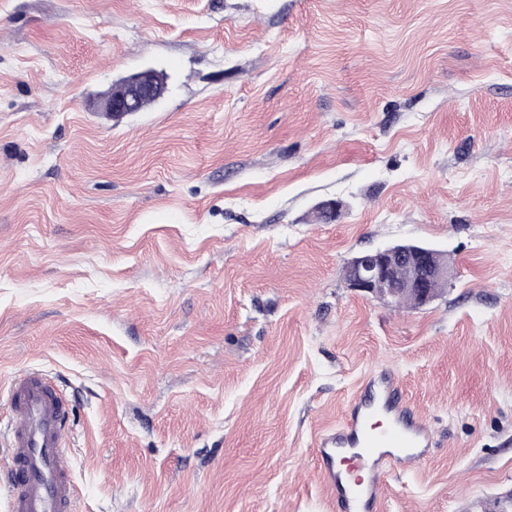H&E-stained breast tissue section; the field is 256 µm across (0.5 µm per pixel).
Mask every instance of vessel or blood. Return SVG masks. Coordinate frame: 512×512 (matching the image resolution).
I'll use <instances>...</instances> for the list:
<instances>
[{
    "label": "vessel or blood",
    "mask_w": 512,
    "mask_h": 512,
    "mask_svg": "<svg viewBox=\"0 0 512 512\" xmlns=\"http://www.w3.org/2000/svg\"><path fill=\"white\" fill-rule=\"evenodd\" d=\"M378 388L317 440L320 477L338 512H375L387 460L401 466L422 462L431 445L422 423L400 404L394 379L381 376ZM0 402L8 413L0 434L7 441L10 512H71L66 403L37 372L11 379Z\"/></svg>",
    "instance_id": "vessel-or-blood-1"
}]
</instances>
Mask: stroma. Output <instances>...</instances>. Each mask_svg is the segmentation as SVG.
Masks as SVG:
<instances>
[{
  "label": "stroma",
  "instance_id": "1",
  "mask_svg": "<svg viewBox=\"0 0 512 512\" xmlns=\"http://www.w3.org/2000/svg\"><path fill=\"white\" fill-rule=\"evenodd\" d=\"M403 242L434 301L348 287ZM30 369L73 512H333L315 440L383 370L433 446L378 512H512V0H0V387ZM161 89L157 83L145 76L125 82L119 88H112L103 102L105 112L113 114H124L131 112L138 102L135 112L143 111L154 104L158 97H145L159 95ZM145 97V98H143ZM414 261L418 266V272L414 278L408 280L404 288H410L419 298L421 306L430 303L433 298L429 290L430 282L434 279H448L451 271L447 266L432 267L428 265L423 256L417 261L414 255L409 256L408 262Z\"/></svg>",
  "mask_w": 512,
  "mask_h": 512
}]
</instances>
